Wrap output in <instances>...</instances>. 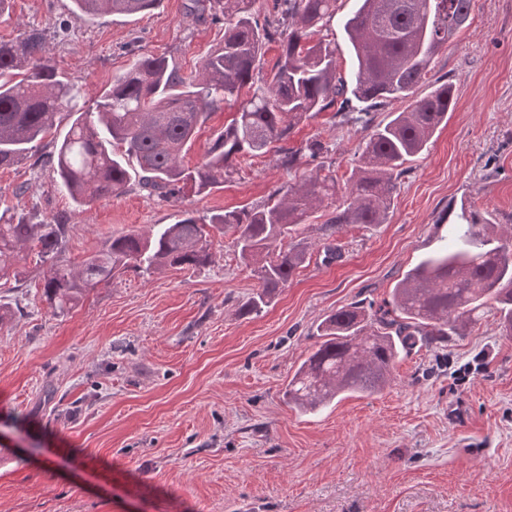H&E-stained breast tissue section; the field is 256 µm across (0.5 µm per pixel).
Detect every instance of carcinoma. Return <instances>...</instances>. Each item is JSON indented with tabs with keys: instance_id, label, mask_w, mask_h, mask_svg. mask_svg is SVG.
Listing matches in <instances>:
<instances>
[{
	"instance_id": "1",
	"label": "carcinoma",
	"mask_w": 512,
	"mask_h": 512,
	"mask_svg": "<svg viewBox=\"0 0 512 512\" xmlns=\"http://www.w3.org/2000/svg\"><path fill=\"white\" fill-rule=\"evenodd\" d=\"M161 0H72L79 22L103 16L147 13ZM192 11L224 21V38L183 74L163 56L143 54L112 77L96 100V111L79 105L81 86L58 71L44 53V33L30 29L0 40V168L25 159L47 166L57 187L76 207L126 192L131 179L149 194L178 197L189 188L210 192L231 176L238 159L278 144L282 166L325 153L311 141L287 146L295 126L334 111L340 123L367 131L360 164L346 181L341 202L325 223L384 224L405 164L427 148L454 107L446 81L415 96L433 58L453 43L468 21L473 0H354L343 18L352 51L345 75L336 44L324 38L336 17L337 0H279L280 17L259 22V0H192ZM281 52L271 76L260 62L266 44ZM365 111H346L350 99ZM409 99L401 112L374 123L371 110L388 100ZM236 117L212 140L193 169L182 163L195 134L217 109ZM71 118L62 140L41 153L35 142ZM336 175L322 163L299 183L274 191L267 202L198 216L177 214L171 224L147 233L112 236L78 268L61 263L65 225L55 218L32 221L23 213L0 214V279L18 275L23 249L37 251L43 296L55 314L119 273H151L165 267L200 268L211 261V232L231 233L241 259L256 280L242 313L258 314L288 285L306 259L299 226L336 197ZM449 243L424 257L396 284L389 308L374 313L354 303L327 315L316 327V348L288 382L284 396L302 412L329 404L342 393L380 391L399 355L419 342L443 343L494 313L512 334V237L460 210L448 223Z\"/></svg>"
}]
</instances>
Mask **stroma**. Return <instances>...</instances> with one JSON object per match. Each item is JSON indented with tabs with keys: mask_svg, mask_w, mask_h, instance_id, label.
<instances>
[{
	"mask_svg": "<svg viewBox=\"0 0 512 512\" xmlns=\"http://www.w3.org/2000/svg\"><path fill=\"white\" fill-rule=\"evenodd\" d=\"M188 0L150 13L72 21L71 0H12L0 38L46 32L45 52L86 92L138 54L183 73L224 37ZM451 81L455 106L402 176L383 224L301 225L305 263L259 314L240 309L255 281L231 236H214L199 269L127 271L66 314L42 298L34 252L0 280V512H512V336L486 314L464 336L396 360L375 394H342L313 413L288 404L289 378L317 324L358 303L379 309L448 234L454 198H473L512 229V0H473L470 20L417 89ZM364 132L331 113L298 125L320 141L338 182ZM286 171L276 151L239 160L210 194L168 199L137 183L77 211L32 160L0 169V210L67 226L64 264L79 267L112 236L149 231L178 212L263 203L315 169ZM338 244L340 259L324 247Z\"/></svg>",
	"mask_w": 512,
	"mask_h": 512,
	"instance_id": "stroma-1",
	"label": "stroma"
}]
</instances>
